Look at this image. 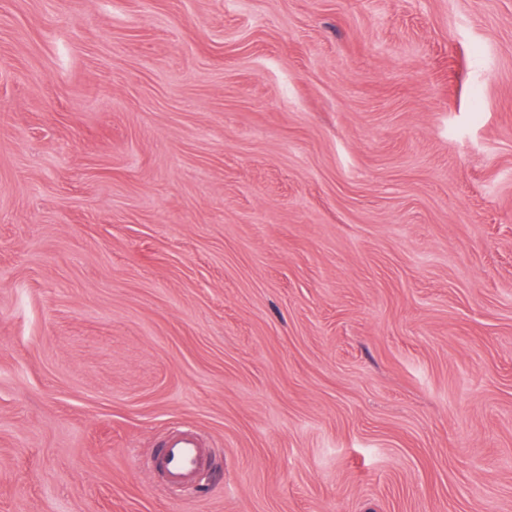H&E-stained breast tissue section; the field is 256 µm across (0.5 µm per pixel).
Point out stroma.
<instances>
[{
	"instance_id": "35a3bbf8",
	"label": "stroma",
	"mask_w": 512,
	"mask_h": 512,
	"mask_svg": "<svg viewBox=\"0 0 512 512\" xmlns=\"http://www.w3.org/2000/svg\"><path fill=\"white\" fill-rule=\"evenodd\" d=\"M0 512H512V0H0ZM210 463V448H206L200 436L189 428L171 431L152 458L154 474L168 488L193 485Z\"/></svg>"
}]
</instances>
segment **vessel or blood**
<instances>
[{"label":"vessel or blood","mask_w":512,"mask_h":512,"mask_svg":"<svg viewBox=\"0 0 512 512\" xmlns=\"http://www.w3.org/2000/svg\"><path fill=\"white\" fill-rule=\"evenodd\" d=\"M211 452L200 436L189 428H178L165 438L152 458V468L163 486L187 487L209 468Z\"/></svg>","instance_id":"vessel-or-blood-1"}]
</instances>
